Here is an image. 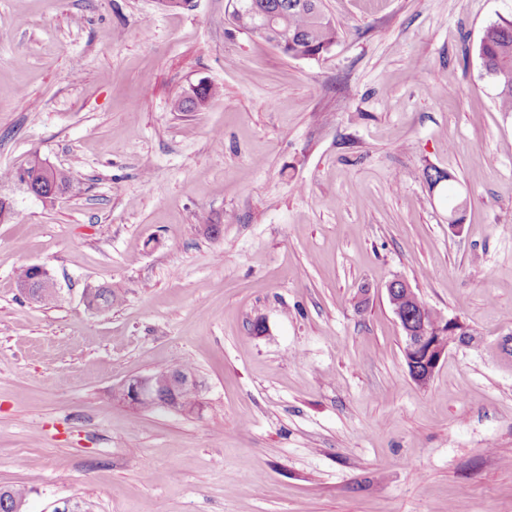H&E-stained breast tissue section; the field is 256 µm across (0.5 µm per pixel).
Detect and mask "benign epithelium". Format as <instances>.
Returning a JSON list of instances; mask_svg holds the SVG:
<instances>
[{
    "label": "benign epithelium",
    "mask_w": 512,
    "mask_h": 512,
    "mask_svg": "<svg viewBox=\"0 0 512 512\" xmlns=\"http://www.w3.org/2000/svg\"><path fill=\"white\" fill-rule=\"evenodd\" d=\"M31 278L26 281L20 291L30 300L38 301L41 290L48 289L59 294L49 271L42 265H29ZM389 292V304L401 326L404 337V358L413 381H431L442 360L448 356L450 345L443 342L448 331L458 330L461 323L449 319L447 323L434 330L427 325L425 318H415L402 311L393 301L392 288ZM173 377L169 375L152 374L149 376H134L127 379L119 391L121 399L130 407L136 408L149 398H162L160 404L177 412L182 411L180 405L167 397V387L171 386Z\"/></svg>",
    "instance_id": "obj_1"
}]
</instances>
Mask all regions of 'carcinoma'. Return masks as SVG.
<instances>
[{"label": "carcinoma", "instance_id": "carcinoma-1", "mask_svg": "<svg viewBox=\"0 0 512 512\" xmlns=\"http://www.w3.org/2000/svg\"><path fill=\"white\" fill-rule=\"evenodd\" d=\"M236 27L260 36L270 21L279 23L288 31L291 43L288 52L315 55L326 53L340 37V29L325 13L322 0H233L230 13ZM485 76L497 90L500 111L512 112V21L501 20L490 24L478 44ZM40 159L33 157L26 166L31 188L43 199L53 201L72 186L68 171L55 169L44 174ZM396 297L408 310L425 313L431 324H441L445 317L429 308L423 301L416 302L414 289H397ZM27 492L17 486L0 487V512H15L25 505Z\"/></svg>", "mask_w": 512, "mask_h": 512}]
</instances>
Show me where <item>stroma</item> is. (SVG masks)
Segmentation results:
<instances>
[{"mask_svg": "<svg viewBox=\"0 0 512 512\" xmlns=\"http://www.w3.org/2000/svg\"><path fill=\"white\" fill-rule=\"evenodd\" d=\"M323 6L338 42L294 59L230 0H0V171L73 176L51 203L0 183V486L25 512H512L488 347L512 332V112L477 53L512 0ZM29 264L56 304L19 293ZM396 279L485 347L415 384ZM177 360L202 415L117 399ZM27 499V492L24 488L17 486L0 487V512H24ZM22 505L21 511H15L17 506Z\"/></svg>", "mask_w": 512, "mask_h": 512, "instance_id": "stroma-1", "label": "stroma"}]
</instances>
